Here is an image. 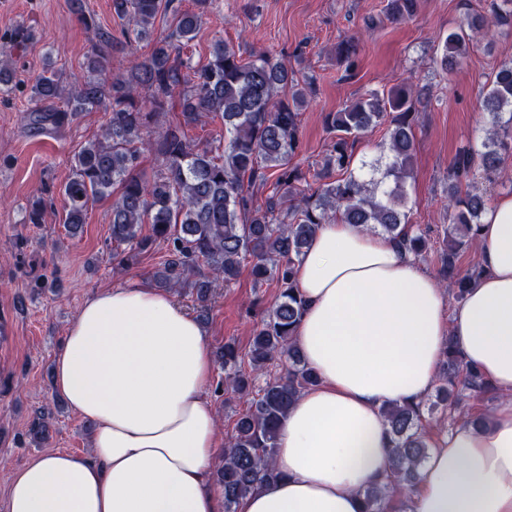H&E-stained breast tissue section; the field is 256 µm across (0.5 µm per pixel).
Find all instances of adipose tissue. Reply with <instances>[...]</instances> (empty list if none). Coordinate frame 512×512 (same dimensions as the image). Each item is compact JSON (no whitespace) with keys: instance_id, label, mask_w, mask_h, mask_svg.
Masks as SVG:
<instances>
[{"instance_id":"ef3b65f1","label":"adipose tissue","mask_w":512,"mask_h":512,"mask_svg":"<svg viewBox=\"0 0 512 512\" xmlns=\"http://www.w3.org/2000/svg\"><path fill=\"white\" fill-rule=\"evenodd\" d=\"M478 250L484 273L449 309L399 242L322 225L295 271L294 340L318 382L283 423L278 479L237 512H362L389 470L382 407L423 401L450 337L500 399L489 426L463 422L434 443L405 512H512L511 194L490 202ZM53 374L92 426L90 450L12 468L6 512H223L209 340L171 294L132 281L86 297Z\"/></svg>"}]
</instances>
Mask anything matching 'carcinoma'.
<instances>
[{"mask_svg": "<svg viewBox=\"0 0 512 512\" xmlns=\"http://www.w3.org/2000/svg\"><path fill=\"white\" fill-rule=\"evenodd\" d=\"M198 11L181 9L178 0H112L124 21L121 34L131 44L150 37L154 20L171 19L172 32L158 40L150 56L133 57L127 74L114 75L107 64L112 32L85 11L80 15L93 49L81 80L66 85L48 63L32 81L30 107L24 120L37 131L56 132L80 113L104 109L106 121L99 137L73 155L72 176L59 190L62 221L78 234L96 202L117 193L112 201V244L122 265L135 264L155 246L164 248L158 281L168 288H187L195 313L208 318L219 283L230 287L243 267L257 283L272 281L277 298L252 330L248 353L224 344V390L256 392L225 443L224 457L214 481L224 495V512H236L239 501L266 482L278 478L273 458L277 436L289 407L317 378L296 349L293 332L304 302L294 280V267L319 227L337 219L364 230L386 234L422 258L430 250L426 231L408 224L407 181L415 155L414 107L419 92L409 83L371 91L324 123L334 134L316 174L318 186L306 185V175L291 165L302 147L300 111L311 84L300 83L277 58L258 53L243 60L224 40L214 42L209 60L200 65L183 57L197 32L199 20L214 0H194ZM418 0H387L389 18L415 14ZM494 27L512 28V0H489L487 9L466 12L458 29L441 45L440 67L460 66L468 44ZM28 39L18 27L0 44L4 57ZM358 44L349 37L336 54L345 69L356 66ZM178 103L183 121L169 125L158 139L149 129L160 114ZM487 132L479 147L459 151L448 174L447 249L442 253V276L455 301L484 273L480 265L461 270V252L477 245L487 198L479 192L460 195L462 181L483 171L496 175L502 156L512 153V63L496 71L482 99ZM211 114L224 123L226 136L199 146L187 137L185 126ZM386 126V162L354 160L353 145L370 129ZM146 154L161 158L160 168L147 179L139 172ZM274 179L276 199L254 205L252 184ZM46 200H29L26 223H44ZM149 228H144V225ZM282 357L288 371L254 387L255 375ZM248 364L251 372L243 369ZM491 387L481 374L463 362L453 338H448L436 385L441 403L461 402L466 391ZM424 403L391 404L382 409L392 444L387 482L364 490L365 512H392L391 499L401 489L413 490L429 445L422 431ZM53 412L45 408L33 419L29 435L45 440Z\"/></svg>", "mask_w": 512, "mask_h": 512, "instance_id": "carcinoma-1", "label": "carcinoma"}]
</instances>
